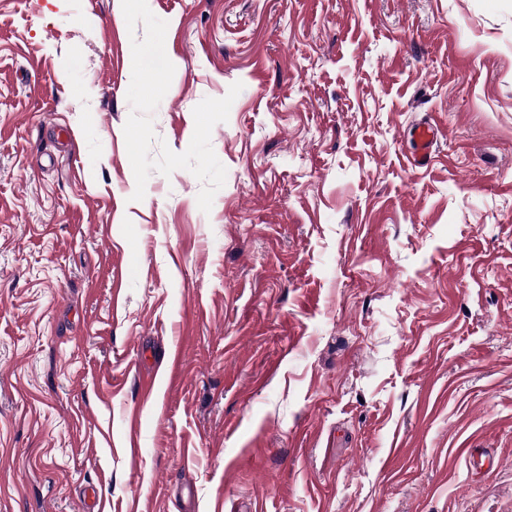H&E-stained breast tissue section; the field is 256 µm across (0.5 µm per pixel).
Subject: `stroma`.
Here are the masks:
<instances>
[{"label": "stroma", "instance_id": "obj_1", "mask_svg": "<svg viewBox=\"0 0 512 512\" xmlns=\"http://www.w3.org/2000/svg\"><path fill=\"white\" fill-rule=\"evenodd\" d=\"M93 484L512 512V0H0V512ZM437 129L430 123H422L410 129L411 166L422 168L428 166L433 158V147L437 140Z\"/></svg>", "mask_w": 512, "mask_h": 512}]
</instances>
